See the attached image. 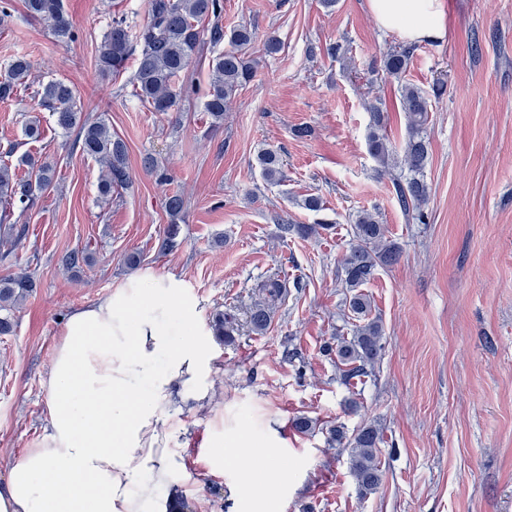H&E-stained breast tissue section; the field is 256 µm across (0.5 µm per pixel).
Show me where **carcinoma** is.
Here are the masks:
<instances>
[{"instance_id":"carcinoma-1","label":"carcinoma","mask_w":512,"mask_h":512,"mask_svg":"<svg viewBox=\"0 0 512 512\" xmlns=\"http://www.w3.org/2000/svg\"><path fill=\"white\" fill-rule=\"evenodd\" d=\"M29 16L44 21L55 40L67 44L74 38L72 23L64 10L63 0H25ZM222 12L220 0H151L149 17L145 24L131 25L124 19L112 21L110 30L98 46V66L102 74L109 76L136 56L134 74L135 96L151 112H171L176 105V84L188 68L199 47V23ZM229 38L231 48L218 54L212 61V80L204 103L214 123L224 122V112L239 89L253 77L254 67L247 60L246 53L253 43L254 33L246 27H238L224 33L216 25L211 29L210 40L218 44ZM413 53L410 47H400L388 52L383 59L387 75L401 77ZM33 63L24 56L13 58L4 68L5 77L0 80V101L7 102L16 95L18 86L31 76ZM40 104L52 112L56 127L64 133L78 129L76 146L82 154L95 159L102 165L103 175L99 184L100 193L107 197L112 188L122 187L130 182L127 166V148L124 141L112 134L103 121L87 118L78 105L77 91L69 83L55 79L38 90ZM400 102L407 118V133L403 142L400 159L394 158V151L385 134L384 115L371 113L372 123L368 134L369 154L389 176L397 201L406 212H417L423 219L422 206L426 201L428 188L423 172L428 162V143L422 129L428 122L429 99L418 87L405 84L400 87ZM258 164L264 180L270 184L282 181L281 162L277 151L266 149L258 157ZM20 163L36 171V181L18 178L5 162L0 163V223L10 220L14 205L28 208L36 192L49 186L53 170L38 163L31 156H20ZM169 224L164 230L161 250H170L177 244L184 209V199L174 194L165 201ZM328 224H282L280 229L286 235L313 237L319 230H327ZM400 257V246L388 236L386 225L369 212L356 216L353 242L340 259L345 286L350 288L348 306L357 319L351 335H339L336 343V358L345 366L344 376L353 377L367 373L379 361L383 350L384 329L380 321L369 317L371 302L359 291L374 278L380 268L393 265ZM89 261L84 250L74 249L64 256L62 263L66 270L81 268ZM36 287L28 275L0 278V335L12 332L13 322L9 312ZM259 300L252 305L248 323L255 334H263L271 322L273 308L281 303L287 293V282L279 276L268 275L255 284ZM216 334L231 343L239 331L237 319L229 314L216 316ZM330 441L349 449V470L358 491L366 496L375 492L382 483L381 433L374 424H364L352 431L342 424L327 429Z\"/></svg>"}]
</instances>
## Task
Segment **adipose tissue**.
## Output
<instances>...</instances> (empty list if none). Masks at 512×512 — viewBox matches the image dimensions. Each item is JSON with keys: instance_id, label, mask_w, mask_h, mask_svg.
<instances>
[{"instance_id": "obj_1", "label": "adipose tissue", "mask_w": 512, "mask_h": 512, "mask_svg": "<svg viewBox=\"0 0 512 512\" xmlns=\"http://www.w3.org/2000/svg\"><path fill=\"white\" fill-rule=\"evenodd\" d=\"M381 29L403 40L446 35L441 0H367ZM197 301L182 282L150 272L67 316L41 387L43 432L0 481V512H171L203 490L174 437L215 402L200 340ZM275 442L228 437L213 425L204 459L212 473L264 465Z\"/></svg>"}]
</instances>
